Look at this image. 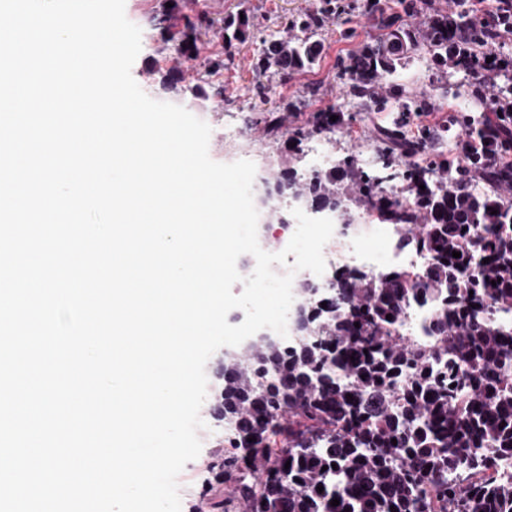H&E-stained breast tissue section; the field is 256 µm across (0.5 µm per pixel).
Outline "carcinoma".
Masks as SVG:
<instances>
[{
    "mask_svg": "<svg viewBox=\"0 0 512 512\" xmlns=\"http://www.w3.org/2000/svg\"><path fill=\"white\" fill-rule=\"evenodd\" d=\"M185 7L186 0H161L153 21L167 31L182 20L174 52L195 61L206 18ZM428 7L433 18L417 28L397 23L381 0L368 3L378 35L339 60L343 103L313 113L285 146L303 155L311 139L335 135L347 112H391L369 146L372 164L354 156L324 168L287 163L268 181L266 202L269 219L280 224L293 191L341 212L344 224L353 223L354 209L387 224L419 223L423 231L404 240L432 263L420 284L398 267L375 275L344 268L321 292L301 282L310 316L294 341L224 355V401L212 405L211 415L228 434L223 469L217 474V463L210 464L214 480L233 488L223 512H512V481L495 477L499 462L512 458V332L491 318L512 313V163L497 158L512 150L502 134L509 119L452 111L440 127L407 133L412 113L440 109L435 98L399 81L416 63L432 73L442 96L481 101V88L449 78L468 77L483 64L485 29L473 19L469 37L458 41L449 30L458 17ZM341 15L336 0H320L292 16L288 36L260 40L252 72L286 82L313 68L326 24ZM252 27L246 11L224 21V31L241 43ZM232 65L230 51L202 62L210 75ZM293 109H262L244 123L277 132ZM458 126L470 134L461 148L451 137ZM436 146L444 150L429 155ZM389 182L412 196V206L386 192ZM413 302L434 306L432 334L440 341L431 351L395 339ZM410 364L415 376L399 390L394 379ZM333 499L340 504L331 505Z\"/></svg>",
    "mask_w": 512,
    "mask_h": 512,
    "instance_id": "cac0c4a2",
    "label": "carcinoma"
}]
</instances>
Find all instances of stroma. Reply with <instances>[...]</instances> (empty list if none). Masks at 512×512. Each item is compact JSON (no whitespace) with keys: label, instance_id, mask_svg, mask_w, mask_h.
<instances>
[{"label":"stroma","instance_id":"obj_1","mask_svg":"<svg viewBox=\"0 0 512 512\" xmlns=\"http://www.w3.org/2000/svg\"><path fill=\"white\" fill-rule=\"evenodd\" d=\"M159 0H125V13L129 21L141 31V51L132 67V76L141 89L151 98L173 103L186 108L191 114L206 122L212 135L209 140L210 158L218 163L257 159V176L273 175L279 163V147L294 126L304 124L311 112L339 104L340 87L334 75L339 58L346 56L355 47L375 34L366 13V0H342L346 7L343 25L329 24L324 35V52L320 62L310 70L293 75L279 83L274 98L275 104L297 103L294 112L279 134L270 135L260 128L243 125L246 110L259 106L256 85L250 67L251 44L227 45L222 24L227 16L247 10L253 16L254 36L262 38L271 32L283 29L287 18L296 12L315 7L319 0H197L195 13L207 15L209 25L203 26L199 36L201 59L223 54L232 49L236 56L234 67L216 75L204 74L199 61L183 64L181 94L161 90L159 80L173 64L174 50L166 34L153 26L151 18ZM314 84L322 89L317 99L302 98L305 85ZM223 87V97H215L216 87ZM391 119L387 112H363L356 116L350 127L337 132L336 149L339 156H362L369 140L379 126ZM240 126V137L227 140L219 137L218 131L225 123ZM200 417L204 426L199 431L202 449L199 456L188 462L179 474L177 483L181 498V512H190L203 486L211 480L209 463L216 461L224 452V436L219 433L208 408H201Z\"/></svg>","mask_w":512,"mask_h":512}]
</instances>
